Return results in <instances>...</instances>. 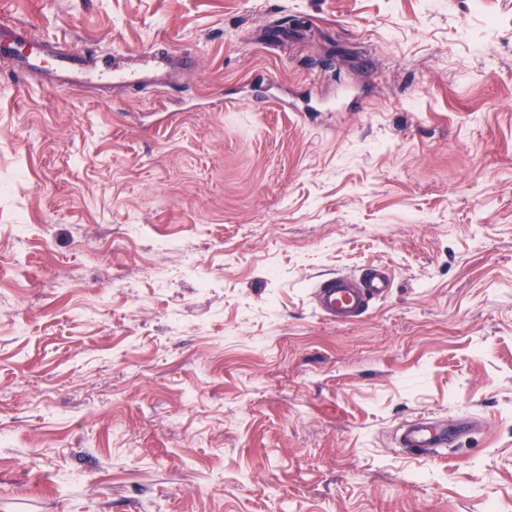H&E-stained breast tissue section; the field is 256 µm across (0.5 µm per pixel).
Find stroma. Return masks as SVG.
Returning <instances> with one entry per match:
<instances>
[{
  "instance_id": "1",
  "label": "stroma",
  "mask_w": 512,
  "mask_h": 512,
  "mask_svg": "<svg viewBox=\"0 0 512 512\" xmlns=\"http://www.w3.org/2000/svg\"><path fill=\"white\" fill-rule=\"evenodd\" d=\"M194 66L0 59V512H512V0H0ZM387 269L332 323L315 280ZM474 423L447 458L398 448ZM22 47L26 48L20 51ZM0 57L10 59L14 71L20 73L42 70L46 60L51 59L54 64L53 77L61 84L71 87L95 86L102 91L111 84L141 88L160 85L185 63L167 49H150L134 55L124 66H115L112 56L87 58L59 41H33L28 37L25 26L1 27ZM460 435L457 429H438L423 420H408L401 425L399 447L412 448L422 453L448 449L453 451L457 449Z\"/></svg>"
}]
</instances>
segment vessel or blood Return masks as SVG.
Instances as JSON below:
<instances>
[{
  "label": "vessel or blood",
  "mask_w": 512,
  "mask_h": 512,
  "mask_svg": "<svg viewBox=\"0 0 512 512\" xmlns=\"http://www.w3.org/2000/svg\"><path fill=\"white\" fill-rule=\"evenodd\" d=\"M0 57L9 59L15 71L32 73L53 62L54 75L71 87L133 85L148 88L171 78L183 62L168 50H146L134 55L123 66L108 56L89 58L52 39L31 40L26 27L0 29ZM393 286L390 275L370 267L359 275L338 274L316 282L312 298L316 311L325 320L350 323L357 321L375 299L388 295ZM460 433L440 429L423 420L405 421L400 428L399 445L423 453L456 449Z\"/></svg>",
  "instance_id": "vessel-or-blood-1"
}]
</instances>
